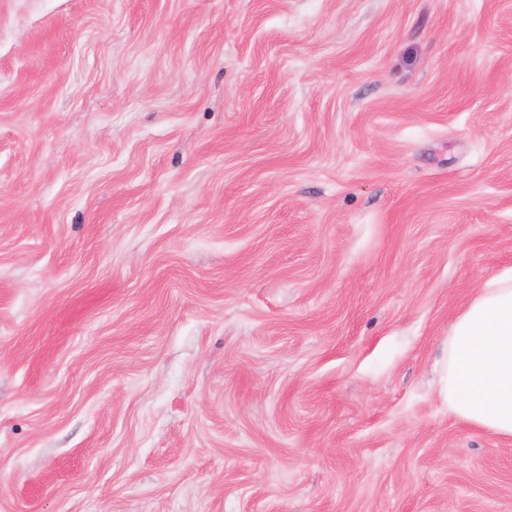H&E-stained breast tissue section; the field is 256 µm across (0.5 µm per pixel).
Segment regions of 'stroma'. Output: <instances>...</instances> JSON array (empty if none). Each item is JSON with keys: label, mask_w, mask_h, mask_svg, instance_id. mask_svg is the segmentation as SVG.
Segmentation results:
<instances>
[{"label": "stroma", "mask_w": 512, "mask_h": 512, "mask_svg": "<svg viewBox=\"0 0 512 512\" xmlns=\"http://www.w3.org/2000/svg\"><path fill=\"white\" fill-rule=\"evenodd\" d=\"M508 268L512 0H0V512H512ZM440 384L449 412L512 440V269L485 281L454 320Z\"/></svg>", "instance_id": "obj_1"}]
</instances>
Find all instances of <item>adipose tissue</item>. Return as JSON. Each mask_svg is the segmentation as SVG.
Returning a JSON list of instances; mask_svg holds the SVG:
<instances>
[{
  "label": "adipose tissue",
  "instance_id": "obj_1",
  "mask_svg": "<svg viewBox=\"0 0 512 512\" xmlns=\"http://www.w3.org/2000/svg\"><path fill=\"white\" fill-rule=\"evenodd\" d=\"M440 384L449 412L512 440V269L485 281L454 320Z\"/></svg>",
  "mask_w": 512,
  "mask_h": 512
}]
</instances>
